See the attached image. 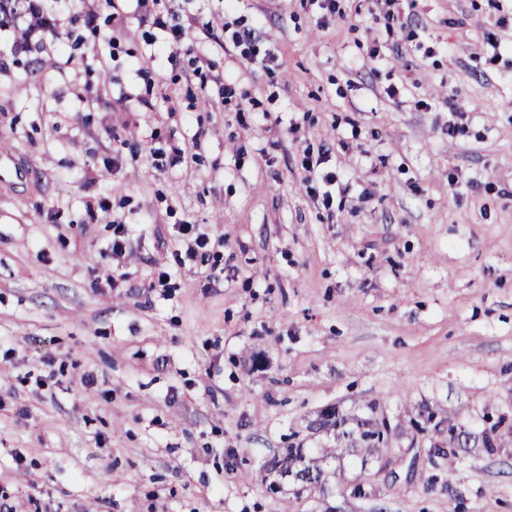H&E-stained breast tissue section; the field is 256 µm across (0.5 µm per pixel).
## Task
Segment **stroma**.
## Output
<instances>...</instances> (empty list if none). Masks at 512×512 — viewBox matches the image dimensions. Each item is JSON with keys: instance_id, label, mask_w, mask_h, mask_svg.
Returning a JSON list of instances; mask_svg holds the SVG:
<instances>
[{"instance_id": "stroma-1", "label": "stroma", "mask_w": 512, "mask_h": 512, "mask_svg": "<svg viewBox=\"0 0 512 512\" xmlns=\"http://www.w3.org/2000/svg\"><path fill=\"white\" fill-rule=\"evenodd\" d=\"M42 6L37 53L27 8L0 22V155L30 172L0 184V504L512 512V0H398L390 25L376 0H180L179 41L158 0ZM330 406L388 450L336 454ZM291 445L321 489L266 488ZM354 439L370 451L387 448V425L384 421L367 424V427L362 424L358 427L357 437Z\"/></svg>"}]
</instances>
